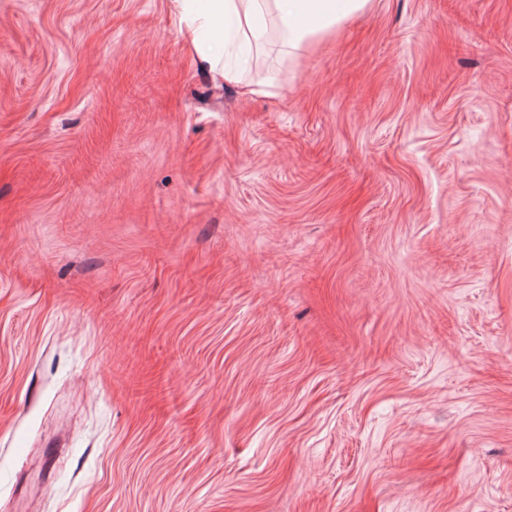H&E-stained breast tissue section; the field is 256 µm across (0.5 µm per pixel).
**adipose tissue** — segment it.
<instances>
[{
	"label": "adipose tissue",
	"mask_w": 512,
	"mask_h": 512,
	"mask_svg": "<svg viewBox=\"0 0 512 512\" xmlns=\"http://www.w3.org/2000/svg\"><path fill=\"white\" fill-rule=\"evenodd\" d=\"M190 17L186 28L191 44H214L222 58L229 44L259 50L267 43L262 19L279 33V49L298 56L314 43L333 36L347 20L363 13L370 0H183Z\"/></svg>",
	"instance_id": "obj_1"
}]
</instances>
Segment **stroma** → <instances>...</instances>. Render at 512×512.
Instances as JSON below:
<instances>
[{
  "mask_svg": "<svg viewBox=\"0 0 512 512\" xmlns=\"http://www.w3.org/2000/svg\"><path fill=\"white\" fill-rule=\"evenodd\" d=\"M185 31L0 0V512H512V0Z\"/></svg>",
  "mask_w": 512,
  "mask_h": 512,
  "instance_id": "stroma-1",
  "label": "stroma"
}]
</instances>
